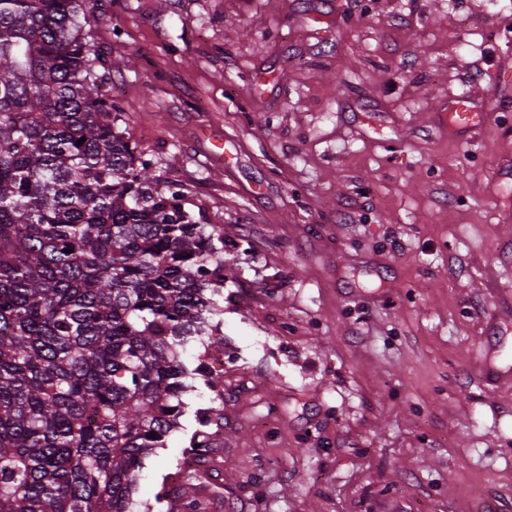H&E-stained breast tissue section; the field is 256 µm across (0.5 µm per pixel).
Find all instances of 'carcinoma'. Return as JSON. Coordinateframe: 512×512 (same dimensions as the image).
<instances>
[{
	"mask_svg": "<svg viewBox=\"0 0 512 512\" xmlns=\"http://www.w3.org/2000/svg\"><path fill=\"white\" fill-rule=\"evenodd\" d=\"M88 25L87 0H0V512H131L187 379L217 384L178 347L213 335L224 225L132 140Z\"/></svg>",
	"mask_w": 512,
	"mask_h": 512,
	"instance_id": "obj_1",
	"label": "carcinoma"
}]
</instances>
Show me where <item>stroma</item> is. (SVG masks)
Returning a JSON list of instances; mask_svg holds the SVG:
<instances>
[{"mask_svg":"<svg viewBox=\"0 0 512 512\" xmlns=\"http://www.w3.org/2000/svg\"><path fill=\"white\" fill-rule=\"evenodd\" d=\"M162 179L224 227V432L172 483L203 382L132 512H512V6L88 0ZM489 105L449 134L443 105ZM227 149L226 158L213 154Z\"/></svg>","mask_w":512,"mask_h":512,"instance_id":"1","label":"stroma"}]
</instances>
